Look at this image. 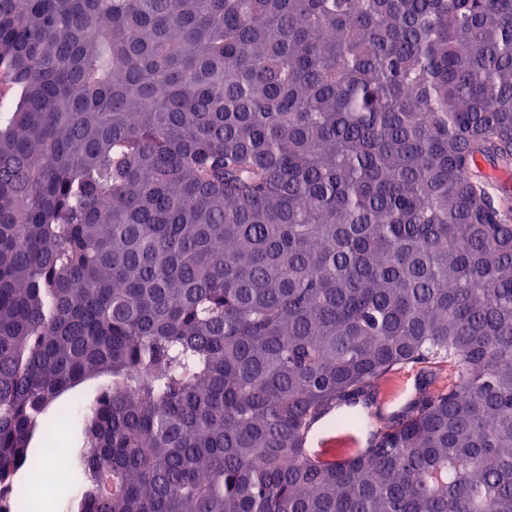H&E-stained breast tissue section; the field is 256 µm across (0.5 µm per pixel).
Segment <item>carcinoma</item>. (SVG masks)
Listing matches in <instances>:
<instances>
[{"label": "carcinoma", "mask_w": 512, "mask_h": 512, "mask_svg": "<svg viewBox=\"0 0 512 512\" xmlns=\"http://www.w3.org/2000/svg\"><path fill=\"white\" fill-rule=\"evenodd\" d=\"M0 99V512H512V0H0ZM421 372L422 369L419 366H407L405 368L393 371L392 374L389 376H397L404 378L405 387L403 391L400 392L395 398L391 400H383L380 396H378L376 405L373 408L372 414L370 416V424L367 427L359 431H340L341 429H335L338 432L335 431L332 433H339L342 435L352 434L357 439L359 445L358 448H365V445L368 443L373 430H376V428L380 425L381 422L386 421V419L392 417L401 410L406 400L413 392L415 383L418 380ZM406 380H410V383L407 386Z\"/></svg>", "instance_id": "cac0c4a2"}]
</instances>
